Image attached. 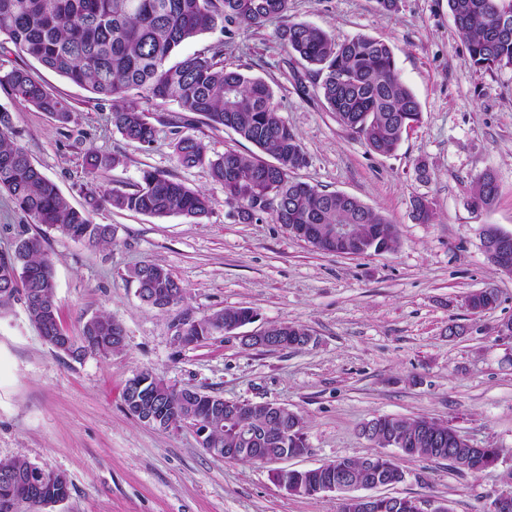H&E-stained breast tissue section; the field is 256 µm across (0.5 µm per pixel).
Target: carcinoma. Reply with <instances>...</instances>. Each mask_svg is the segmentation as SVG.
<instances>
[{
	"mask_svg": "<svg viewBox=\"0 0 512 512\" xmlns=\"http://www.w3.org/2000/svg\"><path fill=\"white\" fill-rule=\"evenodd\" d=\"M291 0H0V36L17 51L43 67L103 99L112 100V125L128 141L149 146L155 127L143 102H175L199 115L212 128H228L273 161L234 150L211 158L206 145L192 136L174 144L178 164L208 167L212 181L224 188L227 203L241 222L268 214L277 224H310L315 248L335 252L324 229L346 225L355 246L365 253L379 246L393 249L396 225L360 199L342 192L318 191L294 180L290 173L307 164L304 149L279 115L272 87L263 79L224 65L223 46L206 48L176 58L182 45L216 29L228 37L281 20L277 38L292 55L310 66L314 87L336 120L354 130L366 146L380 155L399 147L404 133L420 123L419 103L400 79L391 46L378 38L359 35L338 41L331 34L302 22L284 21ZM456 30L465 44L467 62L493 70L512 67V31L495 27V17L512 14V0H448ZM0 88L19 97L60 124L71 122L67 104L50 93L23 68L0 73ZM10 113L0 109V190L36 224H44L74 241L91 247L113 239L112 226L96 224L92 214L106 202L115 209L156 219L182 216L199 221L209 213L208 197L157 170L142 172L133 190L99 192L92 187L86 206L70 205L29 153L11 138ZM121 156L96 149L87 151V175L96 180L121 165ZM497 197L493 178L483 173L472 186L473 204H489ZM20 277L30 322L47 339L56 335L59 302L54 268L37 235L22 237L11 254L0 255V311L9 310L15 296L13 279ZM138 292L183 300V288L156 262L133 271ZM249 308H226L197 319L188 343H197L224 331L231 323L248 322ZM107 315L88 319L81 335L73 337L66 355L79 358L89 351L112 352V326ZM279 347L299 345L305 334L293 325L269 328ZM143 383L139 402L143 411L170 425L193 414L208 420L215 447L242 448L233 461L272 463L285 456L308 452L302 418L284 407L278 420L268 419L269 403H255L250 428L260 440L242 439L241 426L224 414V399L197 390L177 393L162 378L145 370L128 380ZM365 437L380 448L394 447L409 457L449 461L468 470L473 454L468 440L453 427L428 417L405 420L384 416L369 423ZM351 480L389 486L404 480L391 457L374 454L347 460ZM38 467L25 459L0 463V512H42L52 495L33 490ZM274 482L288 484L291 495L315 497L340 484L341 473L329 466L272 470ZM419 501L378 495L366 504L361 497H344L342 512H418Z\"/></svg>",
	"mask_w": 512,
	"mask_h": 512,
	"instance_id": "cac0c4a2",
	"label": "carcinoma"
}]
</instances>
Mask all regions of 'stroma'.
Returning a JSON list of instances; mask_svg holds the SVG:
<instances>
[{"instance_id": "35a3bbf8", "label": "stroma", "mask_w": 512, "mask_h": 512, "mask_svg": "<svg viewBox=\"0 0 512 512\" xmlns=\"http://www.w3.org/2000/svg\"><path fill=\"white\" fill-rule=\"evenodd\" d=\"M288 18L340 41L365 34L389 43L422 112L395 153L370 151L324 107L304 63L277 39L275 23L230 41L221 31L207 33L182 51L223 45L225 65L264 79L308 159L295 178L385 214L399 232L393 250L323 252L269 215L249 223L229 218L223 188L206 167L179 166L173 143L198 138L212 157L229 149L249 156L252 144L158 100L146 105L154 143H131L112 125L111 102L0 37V71L26 68L73 113L62 125L0 90L15 142L70 204L84 202L91 148L124 159L98 177L101 189L130 190L143 171L159 170L204 192L210 204L198 222L102 206L93 220L111 225L114 238L91 247L33 223L0 192V254L13 252L20 235L43 237L69 334L79 335L99 314L126 333L120 351L73 359L40 336L22 302L0 314V462L24 458L67 476L68 499L45 512H339V493L288 495L270 464L224 461L201 446L188 423L162 430L131 415L122 390L144 369L179 389L298 413L308 452L288 459L291 467L369 456L375 447L362 428L384 415L427 416L472 447L500 449V463L481 471L399 457L405 479L388 493L417 499L424 512L441 503L449 512H492L496 498L512 492V340L498 334L512 319V273L489 261L479 235L487 224L512 233V67L468 64L447 0H399L392 13L376 0H292ZM485 172L498 197L477 210L469 189ZM418 197L430 207L429 222L414 217ZM146 261L172 273L183 302L159 310L140 300L132 271ZM487 288L497 293L496 306L472 311L469 295ZM225 308H248L256 318L194 345L175 342L180 320ZM281 324L306 329L310 343L242 345V336Z\"/></svg>"}]
</instances>
